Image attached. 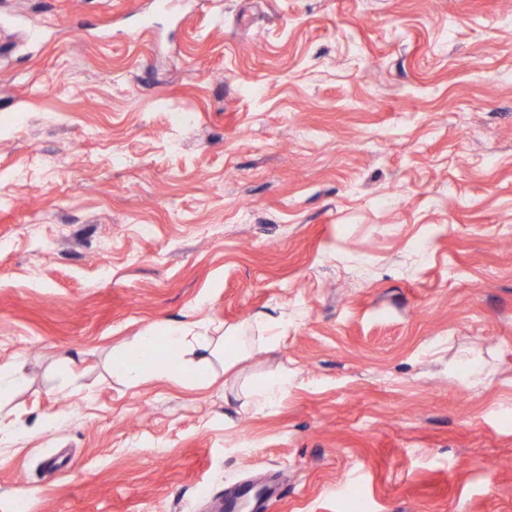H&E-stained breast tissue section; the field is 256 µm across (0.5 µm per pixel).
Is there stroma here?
I'll list each match as a JSON object with an SVG mask.
<instances>
[{"label": "stroma", "instance_id": "1", "mask_svg": "<svg viewBox=\"0 0 512 512\" xmlns=\"http://www.w3.org/2000/svg\"><path fill=\"white\" fill-rule=\"evenodd\" d=\"M1 16L0 512H512V0ZM265 316L209 383L112 376ZM191 330L188 327L166 328L163 336H157L155 328L148 327L141 331L139 336L129 344L121 345L112 352V375L130 386H137L154 378L159 372L157 366H147L132 358L133 352H146L160 350L158 352L138 355L137 358L151 359L157 365H162L161 375L174 383L184 382L185 376L193 374L197 383H206L209 375L206 369L207 360L188 358L194 353V345L208 338V336H189ZM289 383L288 372H277L267 378L262 385L256 387L252 392L255 410L262 411L265 409L288 390Z\"/></svg>", "mask_w": 512, "mask_h": 512}]
</instances>
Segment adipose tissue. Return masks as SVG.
Segmentation results:
<instances>
[{"instance_id": "adipose-tissue-1", "label": "adipose tissue", "mask_w": 512, "mask_h": 512, "mask_svg": "<svg viewBox=\"0 0 512 512\" xmlns=\"http://www.w3.org/2000/svg\"><path fill=\"white\" fill-rule=\"evenodd\" d=\"M198 342V337L192 336L186 327H170L161 334L155 328H145L131 343L113 350L112 374L131 386L140 385L158 374L175 383L183 382L190 374L197 382H207L209 375L205 359L192 357ZM154 350L166 358L162 369H154L133 358L134 353Z\"/></svg>"}]
</instances>
